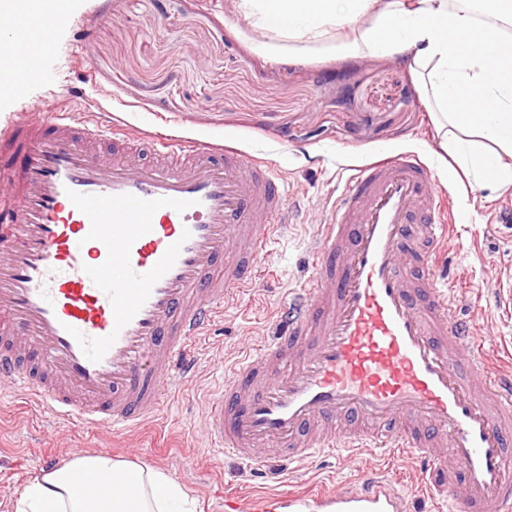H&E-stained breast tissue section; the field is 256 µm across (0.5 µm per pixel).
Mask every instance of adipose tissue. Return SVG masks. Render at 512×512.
Wrapping results in <instances>:
<instances>
[{"label": "adipose tissue", "instance_id": "obj_1", "mask_svg": "<svg viewBox=\"0 0 512 512\" xmlns=\"http://www.w3.org/2000/svg\"><path fill=\"white\" fill-rule=\"evenodd\" d=\"M263 33L274 61L315 53L396 55L435 112V142L455 163L448 185L461 196L512 190V0H236ZM91 477L70 486L72 466ZM120 485L110 503L101 486ZM13 512H196L176 480L106 455L64 463L29 481Z\"/></svg>", "mask_w": 512, "mask_h": 512}]
</instances>
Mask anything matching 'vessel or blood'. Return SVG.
Listing matches in <instances>:
<instances>
[{"label": "vessel or blood", "mask_w": 512, "mask_h": 512, "mask_svg": "<svg viewBox=\"0 0 512 512\" xmlns=\"http://www.w3.org/2000/svg\"><path fill=\"white\" fill-rule=\"evenodd\" d=\"M27 30L0 18L21 85ZM155 160L142 162L144 146ZM288 210L267 159L220 142L142 138L62 105L0 136V392L99 431L130 430L197 368L193 342L225 297L254 285ZM450 218L414 154L357 167L314 247L315 273L280 313L282 334L228 372L206 412L215 456L258 467L331 448L374 457L343 492L288 491L256 512H410L454 493L457 512H512V371L490 367L440 269ZM445 444L463 477L440 476ZM416 461L414 496L394 466Z\"/></svg>", "instance_id": "b4317fda"}]
</instances>
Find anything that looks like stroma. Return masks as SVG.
Masks as SVG:
<instances>
[{"label": "stroma", "mask_w": 512, "mask_h": 512, "mask_svg": "<svg viewBox=\"0 0 512 512\" xmlns=\"http://www.w3.org/2000/svg\"><path fill=\"white\" fill-rule=\"evenodd\" d=\"M66 14L20 91L0 96V132L28 118L31 104L65 98L78 60L91 72L85 111L102 107L149 132L214 138L267 158L299 209L260 258L253 288L226 300L196 345L197 373L135 430L79 431L0 398V512L38 475L40 459L67 461L76 442L91 454L148 462L186 487L197 512H224L228 493L247 502L284 489L350 487L363 464L341 448L264 474L213 458L204 413L230 367L275 336L273 318L289 291L312 276L309 248L356 166L414 152L433 187L447 192L431 109L413 75L386 55L274 62L256 51L262 35L235 15L233 0H66ZM451 204L456 230L443 249L453 259L454 294L492 341L491 360L510 367L512 191Z\"/></svg>", "instance_id": "stroma-1"}]
</instances>
